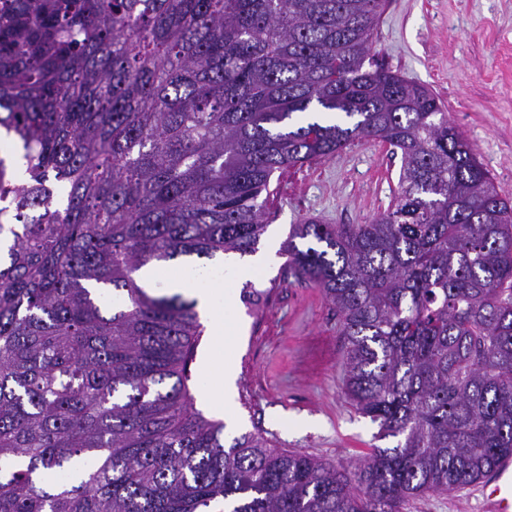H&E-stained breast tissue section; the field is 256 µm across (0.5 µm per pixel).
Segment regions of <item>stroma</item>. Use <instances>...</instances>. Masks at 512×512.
I'll use <instances>...</instances> for the list:
<instances>
[{
	"instance_id": "stroma-1",
	"label": "stroma",
	"mask_w": 512,
	"mask_h": 512,
	"mask_svg": "<svg viewBox=\"0 0 512 512\" xmlns=\"http://www.w3.org/2000/svg\"><path fill=\"white\" fill-rule=\"evenodd\" d=\"M381 66L431 88L501 192L512 197V0H387L373 35ZM401 156L356 140L335 156L274 175L267 241L292 224H362L387 208ZM283 258L227 289L240 326L233 351L234 418L226 437L260 432L268 442L350 468L371 452L378 426L344 390V346L334 306L313 283L285 277ZM252 283L257 304L242 299ZM314 421L311 429L303 421ZM405 512H481L477 486L429 494Z\"/></svg>"
}]
</instances>
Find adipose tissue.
<instances>
[{
	"label": "adipose tissue",
	"mask_w": 512,
	"mask_h": 512,
	"mask_svg": "<svg viewBox=\"0 0 512 512\" xmlns=\"http://www.w3.org/2000/svg\"><path fill=\"white\" fill-rule=\"evenodd\" d=\"M137 280L149 290L165 288L194 299L206 326L208 342L199 356V382L195 399L199 408L229 418L234 412L230 387L234 369L229 345L236 331L230 303L223 288H200L179 273L162 271L155 264L142 267Z\"/></svg>",
	"instance_id": "1"
}]
</instances>
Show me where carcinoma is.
Listing matches in <instances>:
<instances>
[{"mask_svg": "<svg viewBox=\"0 0 512 512\" xmlns=\"http://www.w3.org/2000/svg\"><path fill=\"white\" fill-rule=\"evenodd\" d=\"M385 4L0 0V129L25 160L0 158V512H402L512 455V198L431 89L365 67ZM362 139L401 152L387 209L280 249L395 439L349 475L226 442L187 387L195 301L136 273L257 253L273 175Z\"/></svg>", "mask_w": 512, "mask_h": 512, "instance_id": "cac0c4a2", "label": "carcinoma"}]
</instances>
